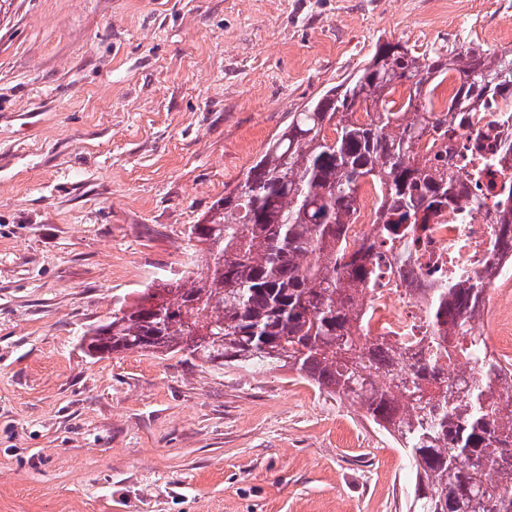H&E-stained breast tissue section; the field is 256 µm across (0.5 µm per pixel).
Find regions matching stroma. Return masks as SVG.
<instances>
[{
  "label": "stroma",
  "mask_w": 512,
  "mask_h": 512,
  "mask_svg": "<svg viewBox=\"0 0 512 512\" xmlns=\"http://www.w3.org/2000/svg\"><path fill=\"white\" fill-rule=\"evenodd\" d=\"M512 49V0H12L0 14V512H407L409 460L288 370L98 357L118 301L383 43Z\"/></svg>",
  "instance_id": "35a3bbf8"
}]
</instances>
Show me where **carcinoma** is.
I'll list each match as a JSON object with an SVG mask.
<instances>
[{
    "mask_svg": "<svg viewBox=\"0 0 512 512\" xmlns=\"http://www.w3.org/2000/svg\"><path fill=\"white\" fill-rule=\"evenodd\" d=\"M449 77L455 92L438 108L432 88ZM398 88L407 91L400 103ZM487 97L512 119L511 49L379 45L352 78L290 113L244 179L191 225L192 270L144 289L82 341L95 354L286 367L360 405L396 439L411 465L410 512H512V409L497 398L512 388V369L487 356L472 325L483 279L435 289L431 335L412 352L364 333L358 309L378 270L372 246L346 247L367 182L380 193L381 243L390 247L419 238L448 197L463 195L465 183L448 174V137ZM499 196L497 244L512 251V185ZM457 356L479 374L465 388L448 376Z\"/></svg>",
    "mask_w": 512,
    "mask_h": 512,
    "instance_id": "carcinoma-1",
    "label": "carcinoma"
}]
</instances>
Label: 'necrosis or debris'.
Listing matches in <instances>:
<instances>
[{
  "instance_id": "necrosis-or-debris-1",
  "label": "necrosis or debris",
  "mask_w": 512,
  "mask_h": 512,
  "mask_svg": "<svg viewBox=\"0 0 512 512\" xmlns=\"http://www.w3.org/2000/svg\"><path fill=\"white\" fill-rule=\"evenodd\" d=\"M500 104L489 100L466 124L456 127L448 144L455 177L468 188L457 203L466 212L467 223H457L451 213L431 222L420 240L382 251L380 273L363 310L369 335L391 340H411L425 334L429 318L428 300L441 275L458 266L484 276L490 289L512 282V254L494 249L495 220L499 200L485 185L468 182L472 168L483 163L477 143L512 142V123L501 121ZM378 203L373 184L362 186L357 217L349 227L348 243L358 247L379 240L375 222Z\"/></svg>"
}]
</instances>
